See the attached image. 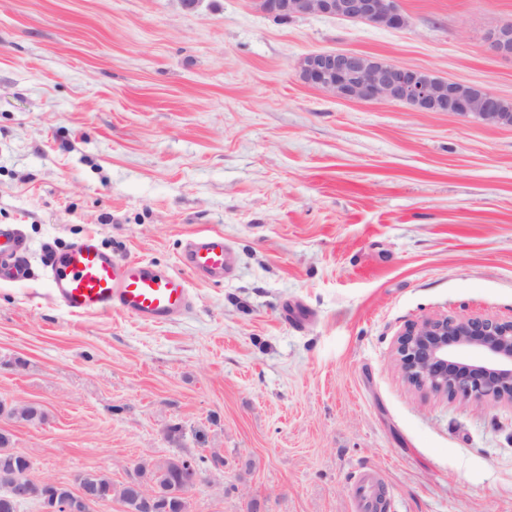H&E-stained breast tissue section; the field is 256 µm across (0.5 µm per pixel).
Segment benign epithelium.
I'll use <instances>...</instances> for the list:
<instances>
[{"mask_svg": "<svg viewBox=\"0 0 512 512\" xmlns=\"http://www.w3.org/2000/svg\"><path fill=\"white\" fill-rule=\"evenodd\" d=\"M274 19L323 15L400 29L407 25L397 0H259ZM489 50L512 58V25L491 30ZM304 82L340 98L361 102H405L421 112L474 115L493 126L512 124V112L491 92L349 51H314L302 57ZM404 379L420 391L448 400H462L482 410L512 406V321L480 316L426 318L407 324L395 341ZM36 484L30 471L11 485L16 498ZM127 485L138 491L143 512H154L159 493L134 475ZM102 499L82 481L55 512H94Z\"/></svg>", "mask_w": 512, "mask_h": 512, "instance_id": "obj_1", "label": "benign epithelium"}]
</instances>
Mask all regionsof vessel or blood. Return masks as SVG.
<instances>
[{
  "mask_svg": "<svg viewBox=\"0 0 512 512\" xmlns=\"http://www.w3.org/2000/svg\"><path fill=\"white\" fill-rule=\"evenodd\" d=\"M24 242L9 227L0 226V278L24 279L19 257ZM184 273L159 269L143 260L127 259L103 249L87 237L64 251L52 252L47 274L56 300L71 314L92 315L111 310L157 323L186 311L190 304L188 274L222 279L229 267L224 237L198 235L183 250ZM382 480L371 470L358 472L352 482V512H386Z\"/></svg>",
  "mask_w": 512,
  "mask_h": 512,
  "instance_id": "vessel-or-blood-1",
  "label": "vessel or blood"
}]
</instances>
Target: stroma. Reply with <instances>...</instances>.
<instances>
[{
	"label": "stroma",
	"mask_w": 512,
	"mask_h": 512,
	"mask_svg": "<svg viewBox=\"0 0 512 512\" xmlns=\"http://www.w3.org/2000/svg\"><path fill=\"white\" fill-rule=\"evenodd\" d=\"M401 29L255 0H0V225L31 275L0 281V416L35 477L120 484L137 462L219 457L190 512H351L378 470L391 512H512V409L411 388L405 325L512 320V126L302 83L350 50L512 101L486 42L512 0H399ZM221 233L233 269L191 277L158 324L78 316L45 245L95 236L180 270Z\"/></svg>",
	"instance_id": "35a3bbf8"
}]
</instances>
